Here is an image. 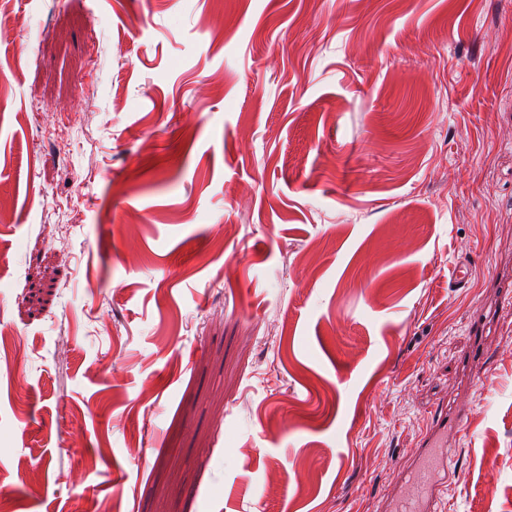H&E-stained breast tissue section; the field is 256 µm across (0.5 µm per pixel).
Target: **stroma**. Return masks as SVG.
Masks as SVG:
<instances>
[{"mask_svg":"<svg viewBox=\"0 0 512 512\" xmlns=\"http://www.w3.org/2000/svg\"><path fill=\"white\" fill-rule=\"evenodd\" d=\"M0 203L8 512H512V0H0ZM448 428V415H439L435 429L431 430L425 440L427 441L422 452V459L413 470L406 475L408 484L416 487L417 493L406 498L397 507L398 512H426L431 511L430 504L439 493L440 473L447 467V451L443 448V435Z\"/></svg>","mask_w":512,"mask_h":512,"instance_id":"35a3bbf8","label":"stroma"}]
</instances>
